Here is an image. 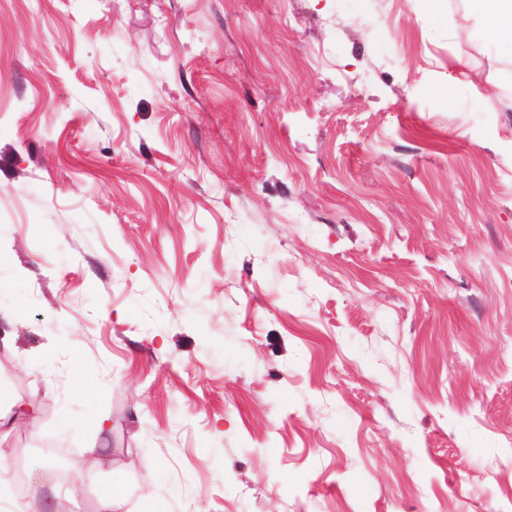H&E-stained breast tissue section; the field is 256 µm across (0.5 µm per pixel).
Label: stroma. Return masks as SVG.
Segmentation results:
<instances>
[{
  "mask_svg": "<svg viewBox=\"0 0 512 512\" xmlns=\"http://www.w3.org/2000/svg\"><path fill=\"white\" fill-rule=\"evenodd\" d=\"M512 512V44L470 0H0V512Z\"/></svg>",
  "mask_w": 512,
  "mask_h": 512,
  "instance_id": "stroma-1",
  "label": "stroma"
}]
</instances>
